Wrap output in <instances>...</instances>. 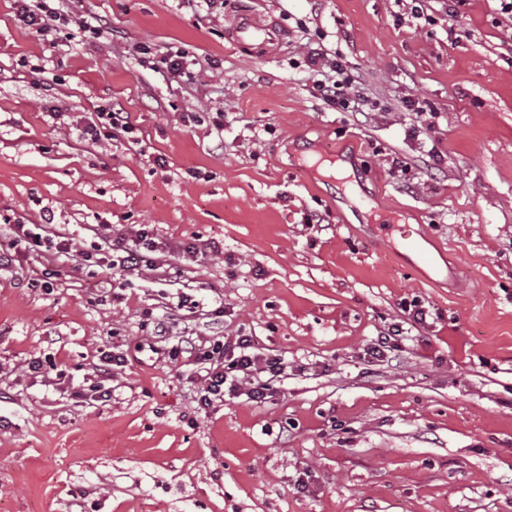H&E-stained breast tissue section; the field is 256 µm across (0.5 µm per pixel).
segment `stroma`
<instances>
[{
    "instance_id": "35a3bbf8",
    "label": "stroma",
    "mask_w": 512,
    "mask_h": 512,
    "mask_svg": "<svg viewBox=\"0 0 512 512\" xmlns=\"http://www.w3.org/2000/svg\"><path fill=\"white\" fill-rule=\"evenodd\" d=\"M421 7L76 0L109 32L94 39L77 20L42 36L0 0V225L76 247L0 269V512H512V20L496 0ZM245 23L278 34L237 43ZM140 43L185 52L188 76L139 66ZM313 48L376 110L316 97ZM409 100L435 110L432 129L411 135ZM108 104L134 137H85ZM305 148L346 157L368 207L300 168ZM396 159L414 180L393 177ZM140 224L157 270L90 275L81 253L111 256ZM404 225L434 267L398 252ZM413 299L426 323L406 320ZM147 308L284 358L271 398L199 409L196 365L140 350ZM398 321L396 356L367 355ZM106 344L127 363L102 402L89 388ZM45 357L64 383L29 373Z\"/></svg>"
}]
</instances>
